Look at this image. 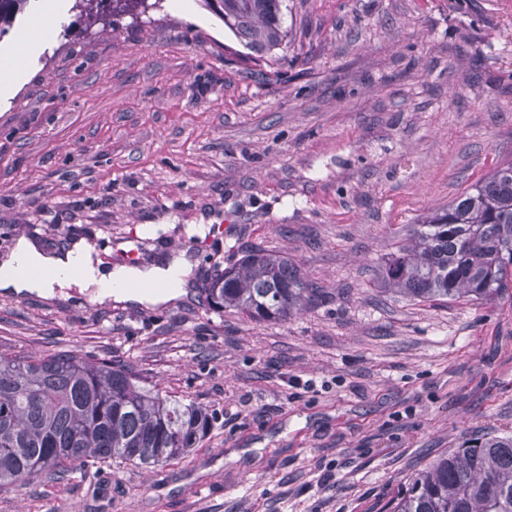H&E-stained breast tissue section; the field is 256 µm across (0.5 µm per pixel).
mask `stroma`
I'll list each match as a JSON object with an SVG mask.
<instances>
[{
  "instance_id": "35a3bbf8",
  "label": "stroma",
  "mask_w": 512,
  "mask_h": 512,
  "mask_svg": "<svg viewBox=\"0 0 512 512\" xmlns=\"http://www.w3.org/2000/svg\"><path fill=\"white\" fill-rule=\"evenodd\" d=\"M263 71L200 0L56 37L0 103V260L19 237L106 265L186 253L160 306L0 289V353L125 364L216 411L150 468L74 464L0 512H381L434 456L512 433V299L418 302L381 267L405 225L512 162V0H286ZM318 288L281 322L200 294L249 248Z\"/></svg>"
}]
</instances>
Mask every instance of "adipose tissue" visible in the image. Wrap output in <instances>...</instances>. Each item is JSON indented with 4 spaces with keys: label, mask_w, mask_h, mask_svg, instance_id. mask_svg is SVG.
I'll use <instances>...</instances> for the list:
<instances>
[{
    "label": "adipose tissue",
    "mask_w": 512,
    "mask_h": 512,
    "mask_svg": "<svg viewBox=\"0 0 512 512\" xmlns=\"http://www.w3.org/2000/svg\"><path fill=\"white\" fill-rule=\"evenodd\" d=\"M40 18L36 31L20 33L15 57L0 64V97L14 96L34 74L33 61L54 40L67 16L66 0H36ZM192 265L185 255L159 259L143 267L118 266L102 271L83 244L66 251L47 252L36 242L18 239L0 261V288L14 293L54 296L72 286L95 291L97 300L160 305L186 293Z\"/></svg>",
    "instance_id": "ef3b65f1"
}]
</instances>
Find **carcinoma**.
<instances>
[{"label": "carcinoma", "instance_id": "cac0c4a2", "mask_svg": "<svg viewBox=\"0 0 512 512\" xmlns=\"http://www.w3.org/2000/svg\"><path fill=\"white\" fill-rule=\"evenodd\" d=\"M30 0H0V38ZM161 0H76L88 25L137 17ZM262 62L288 47L284 0H202ZM388 289L410 300L490 301L512 297V163L411 225L382 266ZM316 289L281 251L254 247L215 275L203 300L253 321H285ZM217 414L162 394L132 368L73 352L43 357L0 354V487L69 466L179 459L210 433ZM386 512H512V436L465 440L429 462Z\"/></svg>", "mask_w": 512, "mask_h": 512}]
</instances>
